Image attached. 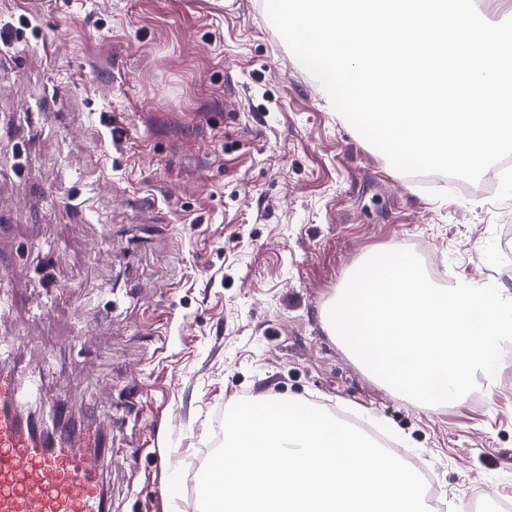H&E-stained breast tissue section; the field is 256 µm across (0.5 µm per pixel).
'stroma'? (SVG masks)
Masks as SVG:
<instances>
[{
	"label": "stroma",
	"instance_id": "stroma-1",
	"mask_svg": "<svg viewBox=\"0 0 512 512\" xmlns=\"http://www.w3.org/2000/svg\"><path fill=\"white\" fill-rule=\"evenodd\" d=\"M492 196L395 170L320 97L265 0H0V369L107 435L112 512H199L227 407L305 402L424 460L441 512L512 493V364L407 403L322 328L372 251L497 278Z\"/></svg>",
	"mask_w": 512,
	"mask_h": 512
}]
</instances>
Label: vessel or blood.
Masks as SVG:
<instances>
[{"label": "vessel or blood", "mask_w": 512, "mask_h": 512, "mask_svg": "<svg viewBox=\"0 0 512 512\" xmlns=\"http://www.w3.org/2000/svg\"><path fill=\"white\" fill-rule=\"evenodd\" d=\"M31 397L0 391V512H111L93 467L103 442L67 428L45 433Z\"/></svg>", "instance_id": "vessel-or-blood-1"}]
</instances>
